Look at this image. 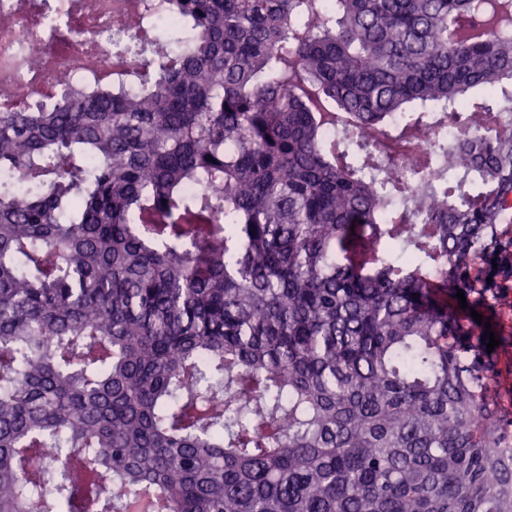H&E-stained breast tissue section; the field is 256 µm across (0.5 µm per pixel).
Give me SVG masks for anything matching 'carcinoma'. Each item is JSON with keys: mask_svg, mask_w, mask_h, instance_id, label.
Here are the masks:
<instances>
[{"mask_svg": "<svg viewBox=\"0 0 512 512\" xmlns=\"http://www.w3.org/2000/svg\"><path fill=\"white\" fill-rule=\"evenodd\" d=\"M135 12L139 69L0 112V512H512L448 305L512 223V0Z\"/></svg>", "mask_w": 512, "mask_h": 512, "instance_id": "1", "label": "carcinoma"}]
</instances>
